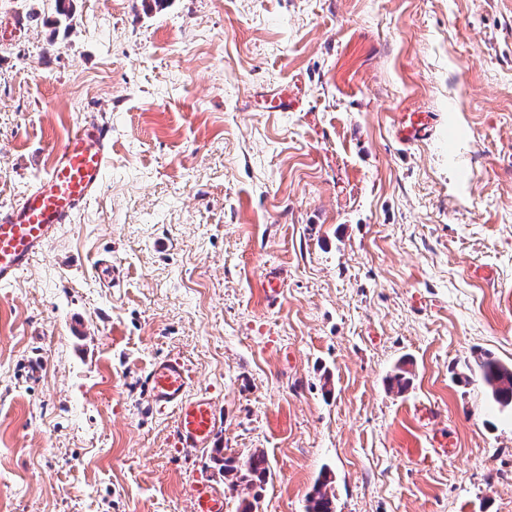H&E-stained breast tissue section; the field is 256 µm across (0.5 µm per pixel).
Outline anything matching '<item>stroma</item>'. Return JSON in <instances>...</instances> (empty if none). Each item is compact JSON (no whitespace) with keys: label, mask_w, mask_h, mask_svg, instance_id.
Segmentation results:
<instances>
[{"label":"stroma","mask_w":512,"mask_h":512,"mask_svg":"<svg viewBox=\"0 0 512 512\" xmlns=\"http://www.w3.org/2000/svg\"><path fill=\"white\" fill-rule=\"evenodd\" d=\"M70 9L0 0V207L112 125L100 192L0 284V512H190L227 485L215 447L264 452L259 512L322 477L336 512H512V409L478 367L512 365V0ZM172 355L212 448L151 402ZM144 378L153 405L175 414L172 436L177 445L207 448L216 432L215 405L204 394L189 393L190 376L184 361L174 356L155 361ZM224 494L205 482H198L192 492V512H224Z\"/></svg>","instance_id":"obj_1"}]
</instances>
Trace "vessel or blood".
<instances>
[{
    "label": "vessel or blood",
    "mask_w": 512,
    "mask_h": 512,
    "mask_svg": "<svg viewBox=\"0 0 512 512\" xmlns=\"http://www.w3.org/2000/svg\"><path fill=\"white\" fill-rule=\"evenodd\" d=\"M112 163V127L95 119L76 124L53 155L47 174L16 203L0 209V283L11 282L101 188ZM156 408L175 414L172 436L180 447H208L216 432L215 405L189 392L181 358L153 362L145 372ZM192 512H225L224 496L205 482L192 492Z\"/></svg>",
    "instance_id": "1"
}]
</instances>
